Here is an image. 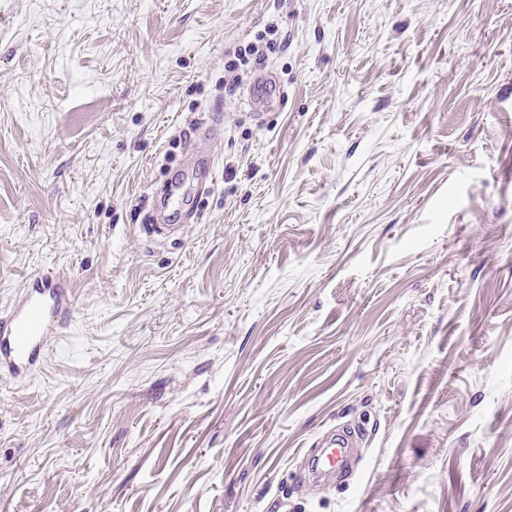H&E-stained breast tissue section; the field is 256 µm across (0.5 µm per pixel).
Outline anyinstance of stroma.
<instances>
[{
  "label": "stroma",
  "mask_w": 512,
  "mask_h": 512,
  "mask_svg": "<svg viewBox=\"0 0 512 512\" xmlns=\"http://www.w3.org/2000/svg\"><path fill=\"white\" fill-rule=\"evenodd\" d=\"M48 266L0 512H512V0H0V311ZM339 423L361 466L310 486ZM277 29L275 26H269L267 31L264 34L258 35V42L264 41L263 44L258 43H248L245 46H239L233 51V55L229 52L226 55L228 58L224 63V86L227 91L231 92L235 89V86L238 82V74L240 66H244L250 62L251 59H254L256 62L261 61L265 56L264 48L270 49L271 46H274V39H266L267 35H276ZM227 73V76H226ZM249 97L253 108L257 109L261 105H280L284 99V94L283 91L279 90L276 81L271 79L265 84V91L263 95H259L258 91L254 87L250 90Z\"/></svg>",
  "instance_id": "1"
}]
</instances>
